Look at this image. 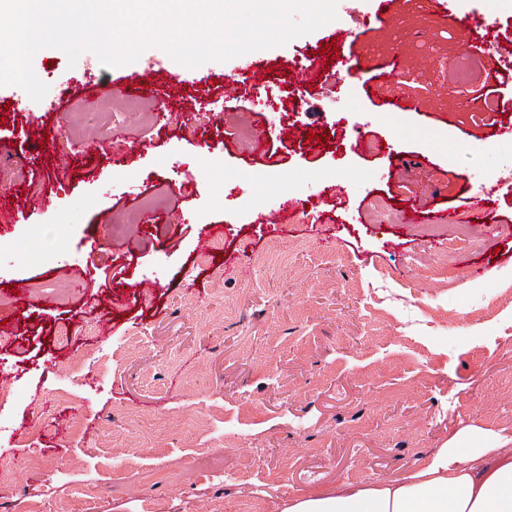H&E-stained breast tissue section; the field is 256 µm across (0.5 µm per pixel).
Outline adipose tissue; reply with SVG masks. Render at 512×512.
<instances>
[{"instance_id":"obj_1","label":"adipose tissue","mask_w":512,"mask_h":512,"mask_svg":"<svg viewBox=\"0 0 512 512\" xmlns=\"http://www.w3.org/2000/svg\"><path fill=\"white\" fill-rule=\"evenodd\" d=\"M284 512H512V436L468 426L416 469L306 493Z\"/></svg>"}]
</instances>
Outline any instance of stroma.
<instances>
[{"instance_id": "obj_1", "label": "stroma", "mask_w": 512, "mask_h": 512, "mask_svg": "<svg viewBox=\"0 0 512 512\" xmlns=\"http://www.w3.org/2000/svg\"><path fill=\"white\" fill-rule=\"evenodd\" d=\"M447 2L445 22L401 0L360 34L356 75L325 64L308 90L291 66L378 0H338L334 22L244 59L188 68L149 47L123 66L134 85L44 48L41 101L0 87V512H283L412 469L464 426L512 435V0ZM475 13L494 70L463 83ZM158 62L180 104L162 107ZM383 71L412 111L385 112ZM116 117L120 154L93 133ZM356 134L374 149L338 147ZM156 192L153 223L106 235ZM291 198L304 221L257 224ZM462 219L466 244L444 235ZM206 232L246 275L197 252Z\"/></svg>"}]
</instances>
